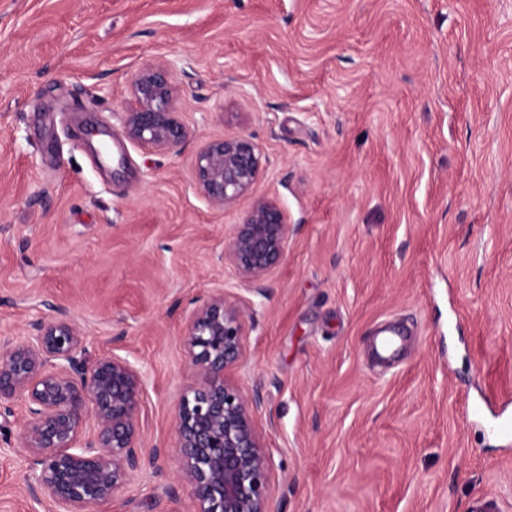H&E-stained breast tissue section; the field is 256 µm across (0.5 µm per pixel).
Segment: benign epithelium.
I'll list each match as a JSON object with an SVG mask.
<instances>
[{"instance_id":"7a95c632","label":"benign epithelium","mask_w":512,"mask_h":512,"mask_svg":"<svg viewBox=\"0 0 512 512\" xmlns=\"http://www.w3.org/2000/svg\"><path fill=\"white\" fill-rule=\"evenodd\" d=\"M126 137L173 150L192 134L178 112L171 62L141 68L129 88ZM194 187L224 209L248 195L263 171L251 139L215 138L197 151ZM290 224L278 200H255L224 246V260L245 281L263 279L285 258ZM246 311L224 291L195 311L184 345L193 382L175 415L177 444L144 446V384L130 361L81 356L84 336L66 318L30 322V333L0 344V416L21 403L19 447L29 453V495L52 512H87L120 494L128 477L170 457L195 512H271V467L253 419L256 399L231 377L243 356ZM92 436H84L88 418Z\"/></svg>"}]
</instances>
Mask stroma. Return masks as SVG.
Returning a JSON list of instances; mask_svg holds the SVG:
<instances>
[{
    "mask_svg": "<svg viewBox=\"0 0 512 512\" xmlns=\"http://www.w3.org/2000/svg\"><path fill=\"white\" fill-rule=\"evenodd\" d=\"M178 62L194 138L129 141L143 66ZM265 167L213 208L201 142ZM291 232L260 282L223 262L254 199ZM249 319L233 379L258 392L272 512H512V441L465 401L512 395V0H0V339L65 317L88 358L142 374L145 444H176L183 332L214 290ZM384 320L410 334L389 370ZM0 419V512L26 491ZM171 460L91 512H194Z\"/></svg>",
    "mask_w": 512,
    "mask_h": 512,
    "instance_id": "1",
    "label": "stroma"
}]
</instances>
